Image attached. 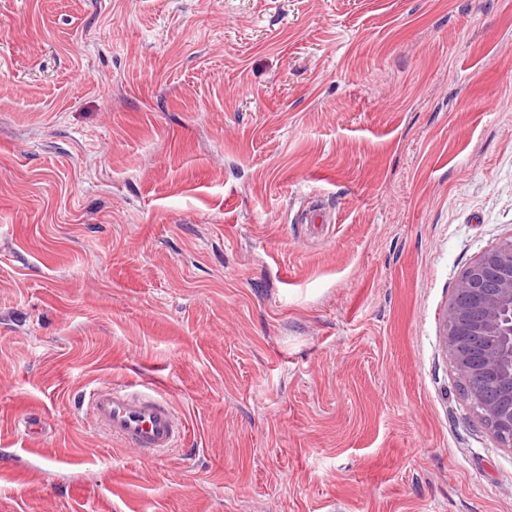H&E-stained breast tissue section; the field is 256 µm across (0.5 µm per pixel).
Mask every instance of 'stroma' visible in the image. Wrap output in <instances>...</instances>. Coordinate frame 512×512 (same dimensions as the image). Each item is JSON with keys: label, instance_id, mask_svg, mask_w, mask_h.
<instances>
[{"label": "stroma", "instance_id": "1", "mask_svg": "<svg viewBox=\"0 0 512 512\" xmlns=\"http://www.w3.org/2000/svg\"><path fill=\"white\" fill-rule=\"evenodd\" d=\"M509 238L512 0H0V512H512L444 344ZM85 402L96 429L133 449L145 461L167 456L186 438V425L159 387L104 384L86 392Z\"/></svg>", "mask_w": 512, "mask_h": 512}]
</instances>
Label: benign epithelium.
Here are the masks:
<instances>
[{
    "label": "benign epithelium",
    "instance_id": "7a95c632",
    "mask_svg": "<svg viewBox=\"0 0 512 512\" xmlns=\"http://www.w3.org/2000/svg\"><path fill=\"white\" fill-rule=\"evenodd\" d=\"M484 325L501 346L483 349L474 337ZM445 344L455 364L468 365L495 380L493 405L477 404L503 448H512V377L501 380V348L512 352V239L484 253L460 277L448 307Z\"/></svg>",
    "mask_w": 512,
    "mask_h": 512
}]
</instances>
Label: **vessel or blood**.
Instances as JSON below:
<instances>
[{
	"label": "vessel or blood",
	"instance_id": "vessel-or-blood-1",
	"mask_svg": "<svg viewBox=\"0 0 512 512\" xmlns=\"http://www.w3.org/2000/svg\"><path fill=\"white\" fill-rule=\"evenodd\" d=\"M96 429L153 461L179 449L187 431L160 388L104 384L83 397Z\"/></svg>",
	"mask_w": 512,
	"mask_h": 512
}]
</instances>
